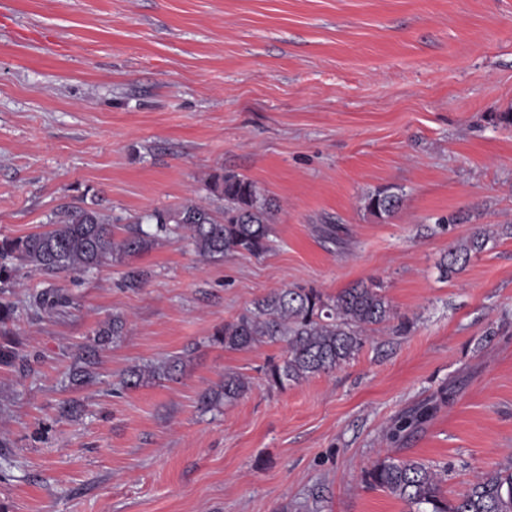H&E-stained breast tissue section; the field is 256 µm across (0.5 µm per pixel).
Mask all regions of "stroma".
<instances>
[{
	"label": "stroma",
	"instance_id": "obj_1",
	"mask_svg": "<svg viewBox=\"0 0 512 512\" xmlns=\"http://www.w3.org/2000/svg\"><path fill=\"white\" fill-rule=\"evenodd\" d=\"M504 112L512 0H0V236L81 201L118 226L212 204L223 170L280 204L258 257L206 262L174 237L129 258L148 274L134 291L106 263L6 292L20 357L0 364V512H416L366 471L423 461L447 470L452 501L511 462ZM390 186L404 202L382 220L363 199ZM481 229L485 250L446 272ZM359 282L396 316L330 373L272 388L261 368L283 345L208 343L270 291ZM51 285L76 308L29 309ZM115 313L123 336L99 348L97 381L75 384ZM183 353L178 380L117 391L129 367ZM228 373L249 391L203 409Z\"/></svg>",
	"mask_w": 512,
	"mask_h": 512
}]
</instances>
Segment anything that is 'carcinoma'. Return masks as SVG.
<instances>
[{"label":"carcinoma","instance_id":"carcinoma-1","mask_svg":"<svg viewBox=\"0 0 512 512\" xmlns=\"http://www.w3.org/2000/svg\"><path fill=\"white\" fill-rule=\"evenodd\" d=\"M209 189L224 201L222 209L213 210L193 201L174 209H156L146 216L150 223L147 230L140 224H130L119 235L100 210L74 203L62 208L46 231L3 236L0 291L13 287L25 269L51 275L86 272L107 261L123 265L127 258L150 251L180 230L186 232L194 252L205 260L220 261L239 252L256 256L265 253L277 210L275 200L254 181L234 173L211 175ZM402 202L403 195L383 188L367 195L364 207L379 218L389 219ZM490 240V234L479 231L458 243L448 252L445 270L454 272L456 267L464 266ZM146 281L147 273L136 267L123 274L124 286L132 290L143 287ZM31 306L63 314L76 307V302L67 292L51 287L34 295ZM394 318L389 300L371 285L356 284L334 296L316 288H281L257 299L236 319L216 327L208 342L226 350L284 344V358L270 360L262 368L269 386L282 387L349 361L363 347L369 332ZM125 327L123 315H112L97 331V342L119 338ZM18 356L14 340L1 337L0 363L9 364ZM95 365L94 353L83 354L73 370V381L78 385L92 382ZM185 368L182 356L150 367L133 366L126 370L120 385L133 389L150 379L176 380ZM249 389L247 378L227 373L219 389L202 393L200 402L213 408L222 400H237ZM366 476L371 484L410 505L431 506L432 512H512V463L479 472L469 489L448 503L440 500V477L423 462L384 460Z\"/></svg>","mask_w":512,"mask_h":512}]
</instances>
